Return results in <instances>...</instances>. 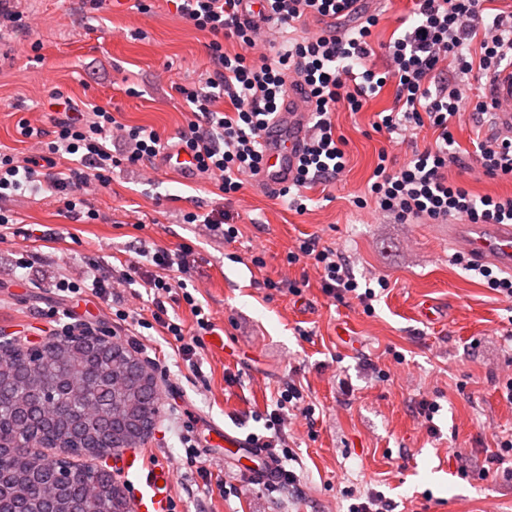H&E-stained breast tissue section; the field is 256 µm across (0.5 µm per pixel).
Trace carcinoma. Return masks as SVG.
Returning <instances> with one entry per match:
<instances>
[{
	"label": "carcinoma",
	"instance_id": "carcinoma-1",
	"mask_svg": "<svg viewBox=\"0 0 512 512\" xmlns=\"http://www.w3.org/2000/svg\"><path fill=\"white\" fill-rule=\"evenodd\" d=\"M91 343L82 333L44 345L39 356L17 342L0 344V512H131L111 471L75 458L141 446L159 398L136 365L122 368L125 388L114 391L112 365L131 354L113 342L115 359L106 360ZM59 470L88 478L97 497L69 483L45 503L36 490Z\"/></svg>",
	"mask_w": 512,
	"mask_h": 512
}]
</instances>
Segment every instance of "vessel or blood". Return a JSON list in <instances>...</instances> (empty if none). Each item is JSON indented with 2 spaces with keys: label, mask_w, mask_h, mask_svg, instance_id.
Returning <instances> with one entry per match:
<instances>
[{
  "label": "vessel or blood",
  "mask_w": 512,
  "mask_h": 512,
  "mask_svg": "<svg viewBox=\"0 0 512 512\" xmlns=\"http://www.w3.org/2000/svg\"><path fill=\"white\" fill-rule=\"evenodd\" d=\"M488 98L503 102L504 107L495 114L492 132L500 137L512 138V73L491 76L486 84ZM308 111L300 90L290 89L271 128L264 136L266 166L258 179L260 187L275 192L290 184L303 153ZM159 169L172 171L181 178L193 179L196 169L192 157L170 149L156 161ZM444 235L451 247L466 252L474 260L492 264L512 274V224L444 225ZM210 430L215 446L231 453L247 452L256 462L249 472L250 478L260 483L273 480L277 463L265 450L251 447L246 440L214 424ZM127 473L134 475L141 490L137 499L139 512H171V487L176 472L172 462L150 463L144 455L122 459Z\"/></svg>",
  "instance_id": "obj_1"
}]
</instances>
